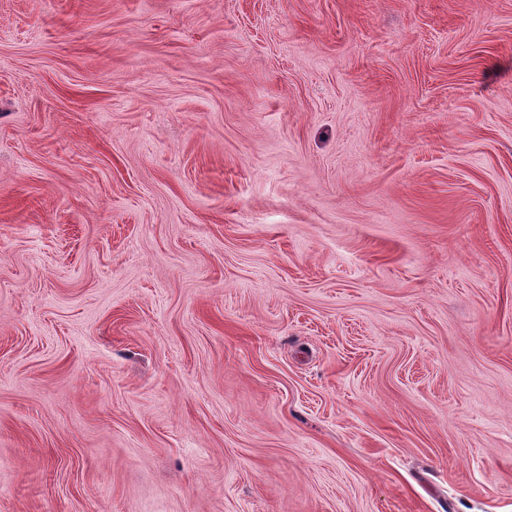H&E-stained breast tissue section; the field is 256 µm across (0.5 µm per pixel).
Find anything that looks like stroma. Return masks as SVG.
<instances>
[{"label":"stroma","mask_w":512,"mask_h":512,"mask_svg":"<svg viewBox=\"0 0 512 512\" xmlns=\"http://www.w3.org/2000/svg\"><path fill=\"white\" fill-rule=\"evenodd\" d=\"M0 512H512V0H0Z\"/></svg>","instance_id":"stroma-1"}]
</instances>
